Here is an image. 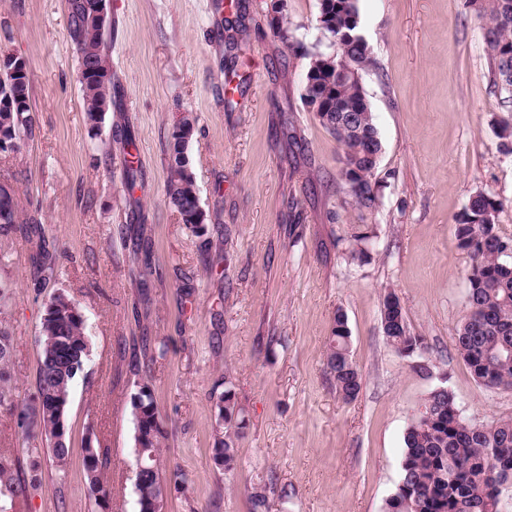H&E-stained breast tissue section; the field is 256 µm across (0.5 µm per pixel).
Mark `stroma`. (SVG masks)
Instances as JSON below:
<instances>
[{
  "label": "stroma",
  "instance_id": "obj_1",
  "mask_svg": "<svg viewBox=\"0 0 512 512\" xmlns=\"http://www.w3.org/2000/svg\"><path fill=\"white\" fill-rule=\"evenodd\" d=\"M110 2L116 97L93 128L66 0H0V53L28 64L32 118L19 151L0 157V180L13 185L21 219L41 221L57 266L42 284L37 239L0 237L16 403L0 407V453L29 446L42 456L17 512H137L131 398L143 383L163 428V512H382L431 389L448 387L471 423L512 417V391L479 385L454 346L470 265L457 216L484 193L503 201L498 231L512 237V155L499 137L512 96L491 81L473 0H359L373 59L362 81L382 142L381 205L366 216L343 203L342 149L301 99L306 60L270 30L271 0H249L237 51L215 26L232 0ZM185 116L207 213L196 233L167 202L171 132ZM129 132L139 159L131 188ZM362 222L375 237L359 263L343 240ZM59 291L77 303L90 343L62 470L44 437L24 439L16 413L36 392L37 339ZM388 291L429 345L430 376L386 341ZM340 310L362 377L351 401L327 367ZM228 391L243 419L230 470L213 461L216 404ZM87 438L108 457L111 494L100 502L82 462Z\"/></svg>",
  "mask_w": 512,
  "mask_h": 512
}]
</instances>
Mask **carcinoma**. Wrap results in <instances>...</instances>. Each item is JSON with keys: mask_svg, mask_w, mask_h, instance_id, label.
<instances>
[{"mask_svg": "<svg viewBox=\"0 0 512 512\" xmlns=\"http://www.w3.org/2000/svg\"><path fill=\"white\" fill-rule=\"evenodd\" d=\"M317 29L321 33L312 46L298 41L286 18L272 27L275 37L289 47L301 50L308 58L305 73L304 104L315 112L320 124L341 144L340 181L344 203L373 213L380 206L379 189L372 182L382 143L361 78L357 74L371 64L367 40L359 28V0H319ZM237 22L227 21L230 44L239 46L238 37L246 33L242 21L246 6L237 2ZM478 18L484 30L490 74L495 85L512 93V0H479ZM67 32L81 71V93L87 123L96 128L103 120L99 109H112V72L88 75L86 54L97 62L109 60L107 39L92 21L77 25L67 15ZM29 77L4 72L0 78V100L10 96L29 100ZM23 130L32 131L31 120L21 121L16 113L0 109V134L20 138ZM126 148L123 174L126 184H135L138 168L132 150L135 139H124ZM185 150L178 141L170 143L167 198L169 205L184 213L197 194L195 176L187 163L178 162ZM503 203L483 193L472 196L455 224L459 249L471 260L467 273L469 288L467 313L456 328L454 343L475 381L488 390H512V238L503 237L497 228ZM42 232L34 218L20 224L16 193L0 184V234ZM371 235L362 225L354 227L349 239V254L359 261L368 254ZM35 263L41 281L56 277L53 255L48 245L41 246ZM383 332L390 345L403 357H420L428 351L425 338L413 334L403 307L385 296L380 308ZM40 358L35 399L25 406L19 425L26 437L42 434L47 440L58 429L55 407L68 402L72 383L89 356L85 321L77 304L66 294L52 295L38 337ZM10 336L0 330V381L8 379ZM328 367L336 389L345 400L354 399L361 389V377L351 357V333L347 318L336 313L328 355ZM135 447L142 469L136 476L138 512H156L163 501L164 485L157 467V451L162 436L160 413L151 387L144 384L131 397ZM241 408L227 391L218 404V418L230 424ZM215 453L224 454V468L233 467L236 448L231 438H219ZM55 466L65 469L71 455V442L49 448ZM103 455L95 452L84 461L89 490L98 500L109 495L101 479ZM20 463L0 455V512H13L15 501L35 484L20 477ZM512 488V418L476 425L466 421L447 387L432 389L404 434L401 475L393 493L385 500L384 512H504V496Z\"/></svg>", "mask_w": 512, "mask_h": 512, "instance_id": "1", "label": "carcinoma"}]
</instances>
